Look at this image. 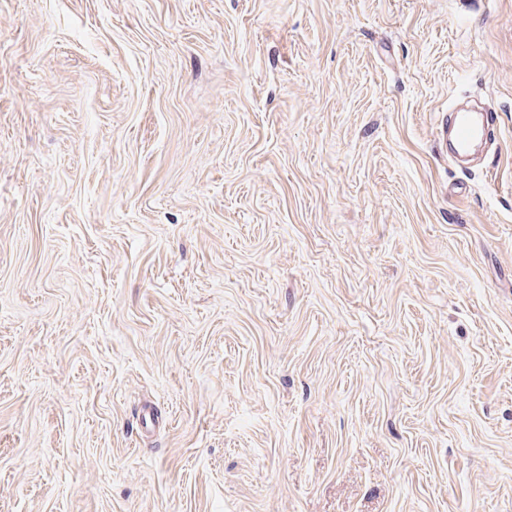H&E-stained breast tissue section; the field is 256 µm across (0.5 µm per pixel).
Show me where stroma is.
<instances>
[{
	"label": "stroma",
	"instance_id": "35a3bbf8",
	"mask_svg": "<svg viewBox=\"0 0 512 512\" xmlns=\"http://www.w3.org/2000/svg\"><path fill=\"white\" fill-rule=\"evenodd\" d=\"M0 512H512V0H0ZM498 124L495 112H475L465 108H456L445 114L435 129L439 145L452 157L459 158L469 153L478 139H497Z\"/></svg>",
	"mask_w": 512,
	"mask_h": 512
}]
</instances>
